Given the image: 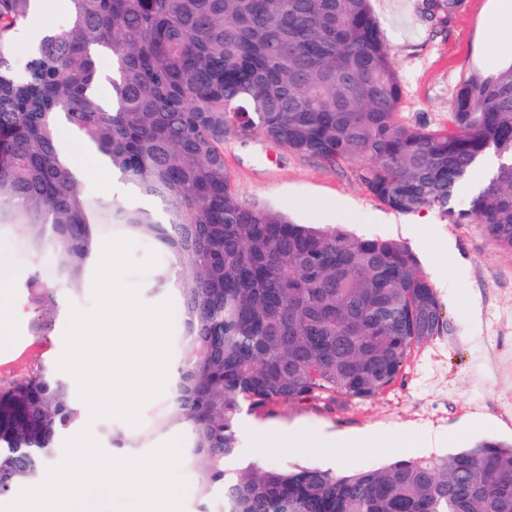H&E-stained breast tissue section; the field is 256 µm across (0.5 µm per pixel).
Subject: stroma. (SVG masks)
<instances>
[{"mask_svg":"<svg viewBox=\"0 0 512 512\" xmlns=\"http://www.w3.org/2000/svg\"><path fill=\"white\" fill-rule=\"evenodd\" d=\"M495 0H371L372 10L391 50L402 90L399 121L406 127L434 131L447 126L450 105L461 83L512 61V25L486 21ZM224 161L232 188L245 204L281 212L295 222L319 228H344L366 238L393 239L415 255L437 287L443 325L407 358L397 380L369 400L337 397L335 402L283 404L257 413L265 437L296 425L368 435L348 449L343 463L316 449L281 450L268 465H312L363 470L394 459H425L450 454L485 439L512 442V251L494 245L474 224H456L448 215L401 214L382 204L359 182L353 165L328 166L298 155L259 136L227 135ZM429 220L428 235L410 233L409 225ZM155 252L159 263L146 273L128 275L143 302L175 299L171 285H159L160 273L175 258L159 242L137 238L135 260ZM0 299L16 323L0 353V385L25 377L32 369L55 368L63 347L70 305L89 307L92 273L78 290H64L50 325L25 286L34 274L58 276L51 251L22 249L11 228L0 229ZM170 391L142 409L140 426L113 420L112 426L137 437L131 453L143 455L173 438L189 444L179 425L157 428Z\"/></svg>","mask_w":512,"mask_h":512,"instance_id":"stroma-1","label":"stroma"}]
</instances>
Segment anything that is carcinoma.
<instances>
[{
	"mask_svg": "<svg viewBox=\"0 0 512 512\" xmlns=\"http://www.w3.org/2000/svg\"><path fill=\"white\" fill-rule=\"evenodd\" d=\"M401 87L370 0H0V227L52 248L60 280L26 288L44 319L118 225L174 253L189 348L158 427L190 433L196 494L223 512H512V443L364 471L237 469L243 412L370 399L439 332L441 304L395 240L295 224L243 204L224 163L230 132L330 166L400 213L437 208L512 250V63L459 87L452 128L397 121ZM66 125L160 204L91 193L58 150ZM497 166L455 193L481 162ZM80 420L44 369L0 387V494L35 479Z\"/></svg>",
	"mask_w": 512,
	"mask_h": 512,
	"instance_id": "carcinoma-1",
	"label": "carcinoma"
}]
</instances>
